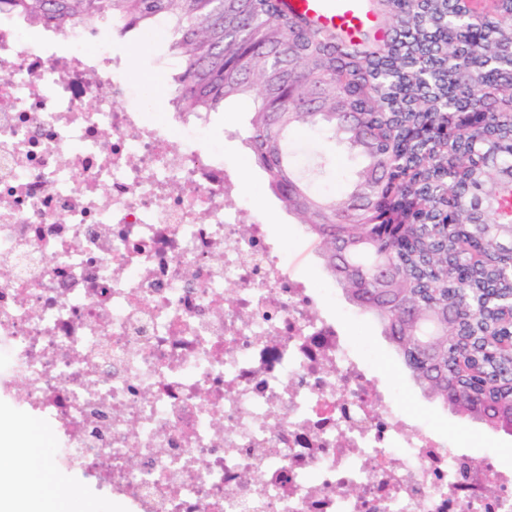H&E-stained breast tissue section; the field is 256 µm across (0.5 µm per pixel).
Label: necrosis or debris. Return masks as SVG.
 I'll list each match as a JSON object with an SVG mask.
<instances>
[{"label":"necrosis or debris","instance_id":"1","mask_svg":"<svg viewBox=\"0 0 512 512\" xmlns=\"http://www.w3.org/2000/svg\"><path fill=\"white\" fill-rule=\"evenodd\" d=\"M33 28L0 11V405L49 467L117 512H512V469L398 414L228 206L210 113L143 111L107 40ZM5 410L2 409L0 425L2 428L12 427L16 428L21 423H26L27 427L23 431L18 430V436L15 442V448L22 454L29 452H36L40 457L42 463L46 462L47 457L51 454V445L45 438L43 431L39 424L32 423L22 410H8L9 415L5 416Z\"/></svg>","mask_w":512,"mask_h":512}]
</instances>
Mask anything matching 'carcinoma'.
Instances as JSON below:
<instances>
[{"label": "carcinoma", "mask_w": 512, "mask_h": 512, "mask_svg": "<svg viewBox=\"0 0 512 512\" xmlns=\"http://www.w3.org/2000/svg\"><path fill=\"white\" fill-rule=\"evenodd\" d=\"M379 41L284 0H0L57 32L162 31L175 112L250 99L244 148L425 396L512 424V0H375ZM308 131L360 160L319 189Z\"/></svg>", "instance_id": "cac0c4a2"}]
</instances>
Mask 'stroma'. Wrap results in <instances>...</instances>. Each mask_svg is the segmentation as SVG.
Instances as JSON below:
<instances>
[{
    "label": "stroma",
    "instance_id": "stroma-1",
    "mask_svg": "<svg viewBox=\"0 0 512 512\" xmlns=\"http://www.w3.org/2000/svg\"><path fill=\"white\" fill-rule=\"evenodd\" d=\"M106 37L112 45L113 54L128 61L133 79L149 85L145 111H169L172 62L159 34L134 31L121 36L110 30ZM249 118V106L244 102L216 114L212 135L224 147V163L242 181L250 198L252 214L269 224L272 234L287 246L293 272L315 283H326L321 262L310 245L304 226L297 224L267 190L265 174L251 162L249 153L240 143L239 136L245 133ZM328 306L337 317L345 320L352 335L364 336L365 346L376 355L378 377L383 384L396 390L395 407L399 412L415 415L429 426L438 428L447 435L451 447L465 449L474 461H481L485 455L491 454L501 464L512 468L511 436L462 420L448 413L438 402L425 397L403 368L389 341L381 336L373 322L351 308L341 293H334ZM0 426L18 429L15 445L20 453L34 452L43 460L50 455L51 445L40 425L29 422L23 411L14 410L1 417Z\"/></svg>",
    "mask_w": 512,
    "mask_h": 512
}]
</instances>
